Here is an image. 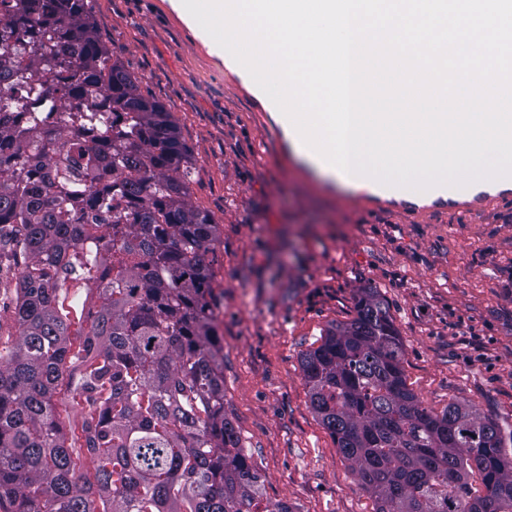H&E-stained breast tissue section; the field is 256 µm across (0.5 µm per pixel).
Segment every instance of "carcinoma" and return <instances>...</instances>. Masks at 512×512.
I'll return each instance as SVG.
<instances>
[{
    "label": "carcinoma",
    "mask_w": 512,
    "mask_h": 512,
    "mask_svg": "<svg viewBox=\"0 0 512 512\" xmlns=\"http://www.w3.org/2000/svg\"><path fill=\"white\" fill-rule=\"evenodd\" d=\"M191 182L171 113L112 59L88 0H0V264L24 261L17 338L0 351V512H294L264 498L224 411L217 224ZM75 278L103 297L87 329L63 313ZM73 357L88 412L68 438L53 396ZM403 357L365 287L301 361L375 512H512L496 424L470 405L429 410Z\"/></svg>",
    "instance_id": "1"
}]
</instances>
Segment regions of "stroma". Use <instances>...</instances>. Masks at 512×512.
Segmentation results:
<instances>
[{"mask_svg":"<svg viewBox=\"0 0 512 512\" xmlns=\"http://www.w3.org/2000/svg\"><path fill=\"white\" fill-rule=\"evenodd\" d=\"M96 24L187 144L191 201L217 225L207 255L224 344V409L270 501L374 512L310 406L303 355L351 320L361 288L387 299L408 387L434 412L463 403L512 457V201L465 216L357 203L290 148L236 62L169 0H91Z\"/></svg>","mask_w":512,"mask_h":512,"instance_id":"35a3bbf8","label":"stroma"}]
</instances>
